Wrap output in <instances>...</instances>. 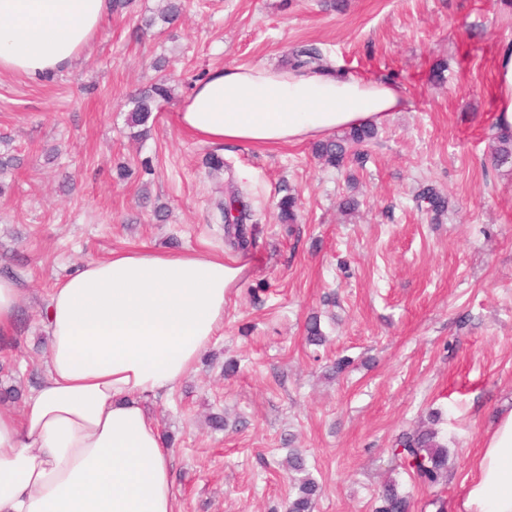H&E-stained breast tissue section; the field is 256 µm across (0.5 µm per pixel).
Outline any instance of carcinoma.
<instances>
[{
    "label": "carcinoma",
    "mask_w": 512,
    "mask_h": 512,
    "mask_svg": "<svg viewBox=\"0 0 512 512\" xmlns=\"http://www.w3.org/2000/svg\"><path fill=\"white\" fill-rule=\"evenodd\" d=\"M183 0H166L159 18L165 23H172L182 12ZM323 65L321 54L315 49H308L296 55L293 63L295 68L308 67L312 64ZM170 95L169 78L163 75L150 86L128 98V124L132 127H145L156 110L157 101ZM375 135L371 126H360L350 129L341 138L329 139L316 145V153L329 164L340 166L348 155L356 156L361 161L364 153L361 148ZM497 154L499 161L504 162L512 157V133L499 132L496 134ZM420 198L427 202L430 211L436 215L448 209V198L427 187L420 193ZM281 220L293 224L297 220L298 198L292 194L283 196L278 202ZM227 223L225 233L231 243L240 249H246L251 244L247 229L238 223L248 211V205L243 200L240 190H230L220 207ZM307 340L315 345L325 342V336L316 316L309 318L306 324ZM391 461L396 466L412 473L418 483L427 488H435L442 484L448 472V449L437 441L435 431L422 429L414 433H404L394 442L389 450ZM288 470L294 473L292 477V493L288 496L287 512H311L315 499L321 488L307 470L306 460L300 451L291 449L287 458ZM408 496L399 493L396 486L388 483L376 497L374 512H407Z\"/></svg>",
    "instance_id": "1"
}]
</instances>
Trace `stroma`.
<instances>
[{
	"label": "stroma",
	"instance_id": "35a3bbf8",
	"mask_svg": "<svg viewBox=\"0 0 512 512\" xmlns=\"http://www.w3.org/2000/svg\"><path fill=\"white\" fill-rule=\"evenodd\" d=\"M331 2L184 0L176 22L145 32L162 2L132 0L72 68L40 81L0 73V153L20 161L0 173V277L31 296L0 341L1 389L26 392L42 373L59 280L115 249L233 255L215 204L232 181L250 195L255 244L223 329L173 392L144 401L174 438L176 512H285L292 448L322 488L312 512H372L389 479L410 512H436L437 494L462 512L472 461L512 410V160L496 162L493 133L512 0ZM305 46L342 76L402 93L366 165H324L310 142L212 146L179 127L212 70L285 67ZM159 57L171 96L142 136L124 101L157 80ZM214 154L222 170L208 167ZM425 185L447 195L442 215L419 200ZM288 193L293 224L276 207ZM350 195L357 209L341 211ZM313 315L321 346L306 340ZM421 428L450 452L437 490L390 459Z\"/></svg>",
	"mask_w": 512,
	"mask_h": 512
}]
</instances>
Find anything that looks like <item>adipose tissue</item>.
<instances>
[{"label": "adipose tissue", "mask_w": 512, "mask_h": 512, "mask_svg": "<svg viewBox=\"0 0 512 512\" xmlns=\"http://www.w3.org/2000/svg\"><path fill=\"white\" fill-rule=\"evenodd\" d=\"M109 0H0V71L32 80L74 65ZM394 84L264 65L211 72L179 125L201 142L288 144L400 111ZM246 269L198 251L121 249L48 297L45 369L21 413L0 408V512H175L172 450L143 406L195 368ZM30 295L0 278V337ZM464 512H512V411L474 459Z\"/></svg>", "instance_id": "ef3b65f1"}]
</instances>
